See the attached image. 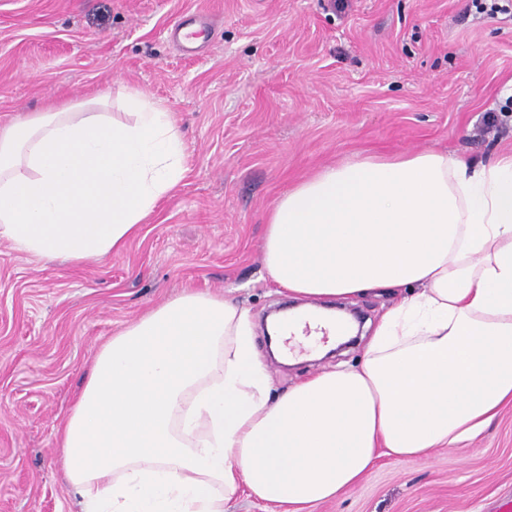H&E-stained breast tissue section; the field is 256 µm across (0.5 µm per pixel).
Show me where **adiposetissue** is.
I'll use <instances>...</instances> for the list:
<instances>
[{"label": "adipose tissue", "mask_w": 512, "mask_h": 512, "mask_svg": "<svg viewBox=\"0 0 512 512\" xmlns=\"http://www.w3.org/2000/svg\"><path fill=\"white\" fill-rule=\"evenodd\" d=\"M0 128V239L47 260L123 251L184 176L170 112L126 90ZM269 279L303 305L289 335L350 324L321 299L393 290L357 361L274 392L249 309L187 291L97 351L62 430L80 512H224L240 489L307 506L398 463L478 436L512 403V155L354 156L281 194L266 215Z\"/></svg>", "instance_id": "adipose-tissue-1"}]
</instances>
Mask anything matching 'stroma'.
Returning a JSON list of instances; mask_svg holds the SVG:
<instances>
[{
  "instance_id": "stroma-1",
  "label": "stroma",
  "mask_w": 512,
  "mask_h": 512,
  "mask_svg": "<svg viewBox=\"0 0 512 512\" xmlns=\"http://www.w3.org/2000/svg\"><path fill=\"white\" fill-rule=\"evenodd\" d=\"M0 0V127L49 106L135 89L172 112L181 183L118 254L46 261L0 240V512H75L58 435L98 348L192 289L256 321L289 301L262 265L279 195L354 155L512 154V17L471 0ZM206 15L195 57L171 37ZM492 131H485L487 117ZM274 388L328 365H283ZM512 500V404L476 439L398 464L383 458L337 499L294 510L239 492L226 512H498Z\"/></svg>"
}]
</instances>
